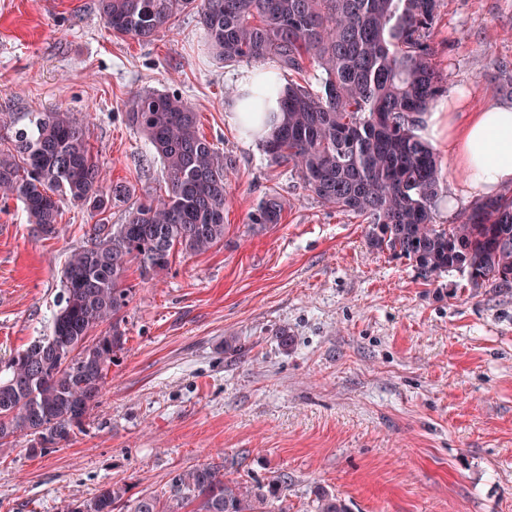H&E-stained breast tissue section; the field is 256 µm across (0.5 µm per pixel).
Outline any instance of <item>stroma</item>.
<instances>
[{
  "label": "stroma",
  "mask_w": 512,
  "mask_h": 512,
  "mask_svg": "<svg viewBox=\"0 0 512 512\" xmlns=\"http://www.w3.org/2000/svg\"><path fill=\"white\" fill-rule=\"evenodd\" d=\"M431 41L445 92L512 101V0H440ZM242 70L189 12L137 42L112 35L97 0H0V113L86 117L108 178L138 198L167 189L125 118L139 92L182 95L236 160L223 242L152 280L129 270L127 341L81 429L42 456L24 436L0 447V512H63L109 483L159 495L227 459L242 477L287 474L290 512L321 487L351 512H512V292L457 271L427 281L369 250L360 219L247 143L231 118ZM270 190L290 206L250 233ZM95 221L67 206L44 236L0 199V359L46 334L64 259Z\"/></svg>",
  "instance_id": "1"
}]
</instances>
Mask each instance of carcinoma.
Wrapping results in <instances>:
<instances>
[{
    "label": "carcinoma",
    "mask_w": 512,
    "mask_h": 512,
    "mask_svg": "<svg viewBox=\"0 0 512 512\" xmlns=\"http://www.w3.org/2000/svg\"><path fill=\"white\" fill-rule=\"evenodd\" d=\"M116 37L148 41L185 11L197 14L216 59L226 66L272 63L290 75L281 112L261 147L270 163L290 164L325 205L369 220L367 244L412 262L424 278L450 270L474 288L512 290V196L482 199L449 224L437 223L442 167L414 133L416 116L443 90L429 42L439 0H99ZM310 66L319 88L293 79ZM154 148L167 191L132 200L107 179L83 119L68 111L0 116V197L23 204L28 223L58 233L61 207L100 215L61 269L62 288L48 333L0 360V446L19 433L28 452L67 442L102 395L123 350L119 313L133 302L131 265L140 276L166 273L174 252L199 255L224 241L234 161L202 135L181 95L147 91L125 112ZM125 205L111 224L112 206ZM286 201L266 192L248 227L281 223ZM288 475L227 476L204 464L173 476L163 495L130 500L108 484L75 497L65 512H288ZM315 512H348L321 488Z\"/></svg>",
    "instance_id": "1"
}]
</instances>
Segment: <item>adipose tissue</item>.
I'll return each mask as SVG.
<instances>
[{"mask_svg":"<svg viewBox=\"0 0 512 512\" xmlns=\"http://www.w3.org/2000/svg\"><path fill=\"white\" fill-rule=\"evenodd\" d=\"M456 96L433 101L418 117L416 135L447 151L465 173L464 183L448 193L449 207L459 200L492 198L512 186V102H490L463 112Z\"/></svg>","mask_w":512,"mask_h":512,"instance_id":"obj_1","label":"adipose tissue"}]
</instances>
